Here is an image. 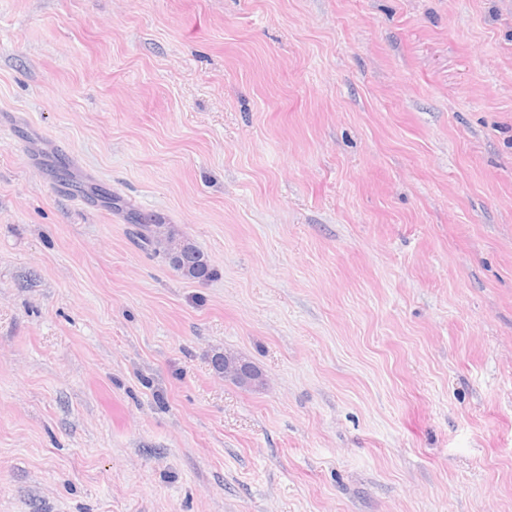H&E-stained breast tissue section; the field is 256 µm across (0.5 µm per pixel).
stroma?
I'll list each match as a JSON object with an SVG mask.
<instances>
[{
	"instance_id": "35a3bbf8",
	"label": "stroma",
	"mask_w": 512,
	"mask_h": 512,
	"mask_svg": "<svg viewBox=\"0 0 512 512\" xmlns=\"http://www.w3.org/2000/svg\"><path fill=\"white\" fill-rule=\"evenodd\" d=\"M0 512H512V0H0ZM133 224H137L141 233L140 236L144 242L159 251L156 245H163L167 255L176 250L181 243H185L183 247L177 252V259L175 263L170 264L172 267L181 273V275L190 280L206 281L213 277L214 269L207 256L190 241L182 237H177L178 234L171 226L166 224L146 223V219L140 218L139 215L134 214L131 217ZM145 220V222H142ZM224 378L234 379L242 383H249L253 380V371L249 362L231 353H224ZM236 383V382H235ZM240 386L249 385L236 383Z\"/></svg>"
}]
</instances>
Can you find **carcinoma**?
I'll use <instances>...</instances> for the list:
<instances>
[{
    "label": "carcinoma",
    "mask_w": 512,
    "mask_h": 512,
    "mask_svg": "<svg viewBox=\"0 0 512 512\" xmlns=\"http://www.w3.org/2000/svg\"><path fill=\"white\" fill-rule=\"evenodd\" d=\"M131 220L140 227V236L147 245H162L168 254L177 251V259L172 267L183 277L199 282L213 277L214 269L207 256L190 241L177 236L172 227L166 224L146 223L137 215L131 217Z\"/></svg>",
    "instance_id": "obj_1"
}]
</instances>
